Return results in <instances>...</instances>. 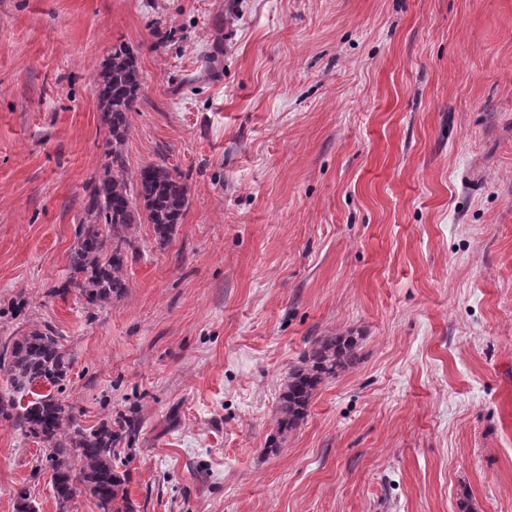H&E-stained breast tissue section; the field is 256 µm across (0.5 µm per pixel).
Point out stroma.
<instances>
[{
    "instance_id": "1",
    "label": "stroma",
    "mask_w": 512,
    "mask_h": 512,
    "mask_svg": "<svg viewBox=\"0 0 512 512\" xmlns=\"http://www.w3.org/2000/svg\"><path fill=\"white\" fill-rule=\"evenodd\" d=\"M119 44L129 170L189 193L101 309L66 282ZM44 324L83 425L136 426L135 512H512V0H0V339ZM38 456L0 423V512H59ZM355 336L327 334L317 337L301 361L288 374L281 389L277 409L280 435L292 431L307 416L308 405L315 390L326 380L359 360Z\"/></svg>"
}]
</instances>
